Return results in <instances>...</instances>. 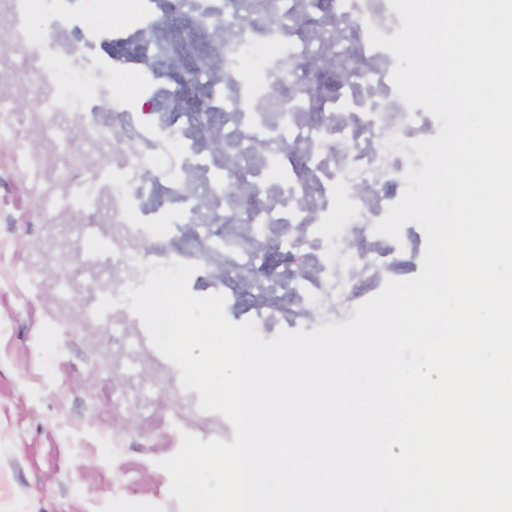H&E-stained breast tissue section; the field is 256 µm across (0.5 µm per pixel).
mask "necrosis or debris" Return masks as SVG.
<instances>
[{
    "label": "necrosis or debris",
    "instance_id": "4bbe7bcc",
    "mask_svg": "<svg viewBox=\"0 0 512 512\" xmlns=\"http://www.w3.org/2000/svg\"><path fill=\"white\" fill-rule=\"evenodd\" d=\"M275 2L269 13L265 0H135L129 11L124 0H0V15L9 18L0 25V64H10L40 112L36 128L28 129L17 100L1 96L0 143L13 153L16 176L37 187L40 213L78 212L107 201L121 291L145 284L152 260L147 246L160 225L200 223L203 193L206 214L223 216L224 195L233 193L237 211L253 215V224L206 252L223 261L225 293L244 274L259 293L280 294L277 305L256 308L252 320L261 331L310 310L335 322L349 308L356 282L378 279L414 246L407 226L395 247H377L366 236L350 240L338 231L337 210L346 206L361 224L381 220L404 192L407 167L422 166L389 148V139L417 141L436 123L428 112L408 109L392 82L394 56L369 42V29L390 37L401 27L389 0ZM44 10L77 33L73 50L61 51L56 40L28 26L30 12ZM167 12L191 19L194 30L220 42L223 67L207 101L222 109L224 140L234 147L237 176L225 193L214 184L204 150L172 147L175 134L199 127L205 113L192 103L170 108L159 77L141 85L139 100L115 94L111 46L133 43L145 56H172L156 24ZM337 20L354 33L336 48L350 68L336 93L319 94L320 77L308 66L319 46L308 35L331 31ZM99 105L114 111L119 132L113 137L91 119ZM60 116L66 125L57 124ZM75 127L106 147L111 175L91 168L86 154L71 147ZM34 133L51 141L53 153L31 146ZM63 184L69 187L64 194ZM271 227L281 231L276 246L282 254L299 257L319 248L325 263L306 277L291 266L263 264L255 245Z\"/></svg>",
    "mask_w": 512,
    "mask_h": 512
}]
</instances>
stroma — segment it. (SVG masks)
Returning <instances> with one entry per match:
<instances>
[{
  "label": "stroma",
  "mask_w": 512,
  "mask_h": 512,
  "mask_svg": "<svg viewBox=\"0 0 512 512\" xmlns=\"http://www.w3.org/2000/svg\"><path fill=\"white\" fill-rule=\"evenodd\" d=\"M30 197L0 150V512H178L160 463L182 433L211 440L209 414L183 389L196 416L172 418L156 376L176 367L128 304L93 315L113 279L105 204L86 234L66 212L39 220ZM121 320L136 335H113Z\"/></svg>",
  "instance_id": "obj_1"
}]
</instances>
